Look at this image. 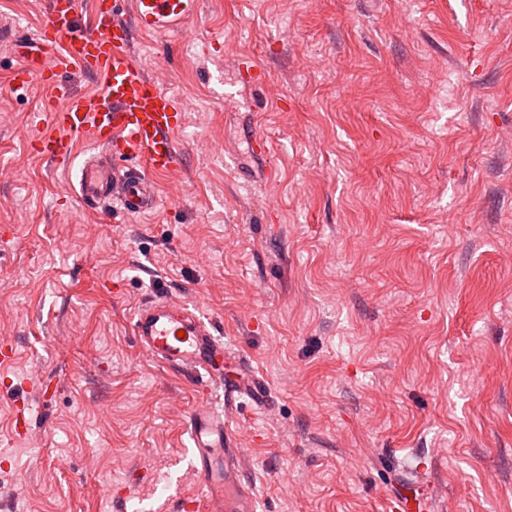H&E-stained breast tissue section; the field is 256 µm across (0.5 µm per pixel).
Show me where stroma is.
Segmentation results:
<instances>
[{
	"label": "stroma",
	"mask_w": 512,
	"mask_h": 512,
	"mask_svg": "<svg viewBox=\"0 0 512 512\" xmlns=\"http://www.w3.org/2000/svg\"><path fill=\"white\" fill-rule=\"evenodd\" d=\"M43 2L0 0V512L202 498L184 421L220 390L136 346L160 295L269 383L237 418L259 512H512V0H201L134 45L180 161L108 227L77 199L92 149L35 156L44 92L7 90Z\"/></svg>",
	"instance_id": "stroma-1"
}]
</instances>
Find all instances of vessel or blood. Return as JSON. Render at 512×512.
Returning <instances> with one entry per match:
<instances>
[{"instance_id":"obj_1","label":"vessel or blood","mask_w":512,"mask_h":512,"mask_svg":"<svg viewBox=\"0 0 512 512\" xmlns=\"http://www.w3.org/2000/svg\"><path fill=\"white\" fill-rule=\"evenodd\" d=\"M200 7L201 0H92L86 22L78 0H46L36 32L14 39L19 61L12 88L48 93L43 112L52 131L31 138L32 152L67 164L80 141L99 153L81 170L79 198L85 207L103 213L114 204L125 215L154 208L152 179L177 165L174 134L182 115L175 98L137 62L134 39L181 31ZM75 72L92 79V92L72 87L69 77ZM132 330L150 358L184 372L207 371L224 359V342L212 323L187 303L165 297L145 301L133 313ZM245 403L259 410L270 403L265 378L252 368L225 380L223 408L205 401L188 414L192 468L205 498L184 499V512H257L232 427Z\"/></svg>"}]
</instances>
